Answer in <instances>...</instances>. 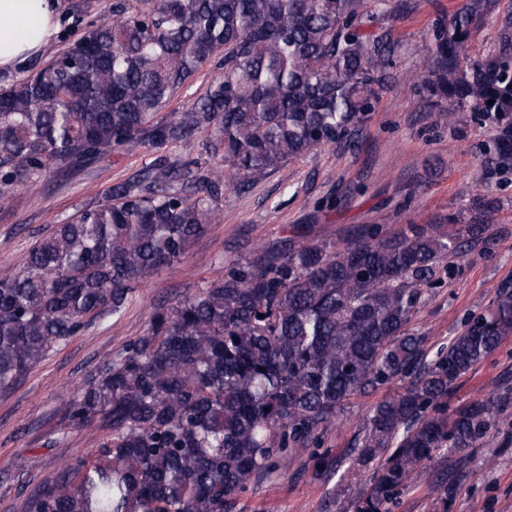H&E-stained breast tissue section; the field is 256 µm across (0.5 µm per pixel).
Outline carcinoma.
I'll use <instances>...</instances> for the list:
<instances>
[{
  "label": "carcinoma",
  "instance_id": "carcinoma-1",
  "mask_svg": "<svg viewBox=\"0 0 512 512\" xmlns=\"http://www.w3.org/2000/svg\"><path fill=\"white\" fill-rule=\"evenodd\" d=\"M141 2L0 88V206L47 172L202 130L212 165L151 164L36 239L0 280V391L179 261L220 218L219 194L351 134L388 89L398 45L374 23L397 13L392 0ZM495 2L464 0L436 27L417 81L449 123L471 113L498 129L484 146L488 176L512 173V12L494 54L467 56ZM218 57L223 75L193 106L164 112ZM489 240L479 223L455 233L359 224L341 247L292 236L256 244L253 258L156 307L147 332L58 407L69 428L96 431L97 446L47 478L29 475L21 512H236L301 453L329 455L350 399L399 380L368 411L340 475L352 512H390L443 449L475 447L509 400L445 410L457 380L512 335V290L430 360L410 329L439 263ZM361 470L364 487L353 483Z\"/></svg>",
  "mask_w": 512,
  "mask_h": 512
}]
</instances>
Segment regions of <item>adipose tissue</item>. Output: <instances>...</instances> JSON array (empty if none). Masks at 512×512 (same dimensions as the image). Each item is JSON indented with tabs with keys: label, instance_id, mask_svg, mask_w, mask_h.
Masks as SVG:
<instances>
[{
	"label": "adipose tissue",
	"instance_id": "obj_1",
	"mask_svg": "<svg viewBox=\"0 0 512 512\" xmlns=\"http://www.w3.org/2000/svg\"><path fill=\"white\" fill-rule=\"evenodd\" d=\"M59 25L57 0H0V70L39 52Z\"/></svg>",
	"mask_w": 512,
	"mask_h": 512
}]
</instances>
